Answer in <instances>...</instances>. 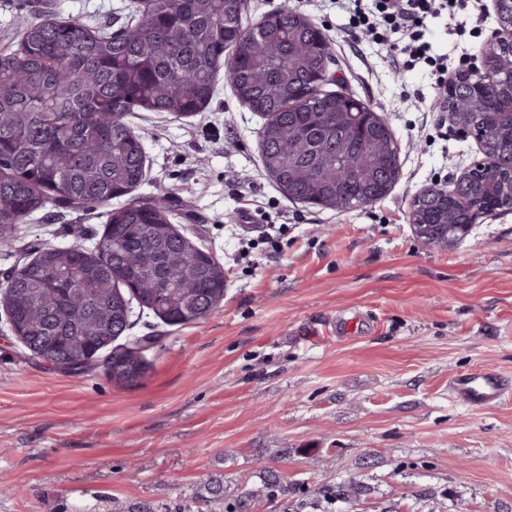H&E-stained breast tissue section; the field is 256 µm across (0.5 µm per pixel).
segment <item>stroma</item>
<instances>
[{
	"label": "stroma",
	"instance_id": "stroma-1",
	"mask_svg": "<svg viewBox=\"0 0 512 512\" xmlns=\"http://www.w3.org/2000/svg\"><path fill=\"white\" fill-rule=\"evenodd\" d=\"M49 2L0 0V50ZM58 2L116 31L131 7ZM291 3L389 124L399 180L349 211L288 201L261 168L262 117L222 74L202 112L131 113L146 144L135 194L183 201L178 227L223 265L224 299L187 325L136 318L131 335L156 342L129 385L99 362L71 374L34 358L0 311V512H233L269 471L278 491L248 512H512V403L476 409L448 389L477 369L512 378V209L454 246H424L410 200L451 185L478 159L475 141L433 111L427 68H395L354 40L335 0ZM467 26L427 21L449 67L476 64L496 29L490 0ZM105 221L101 207L47 204L0 244V288L34 249L94 248Z\"/></svg>",
	"mask_w": 512,
	"mask_h": 512
}]
</instances>
